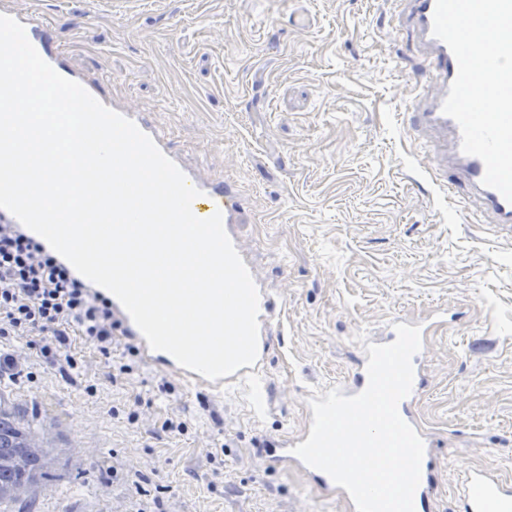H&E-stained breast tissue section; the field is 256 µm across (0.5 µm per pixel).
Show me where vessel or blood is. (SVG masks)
<instances>
[{
    "label": "vessel or blood",
    "mask_w": 512,
    "mask_h": 512,
    "mask_svg": "<svg viewBox=\"0 0 512 512\" xmlns=\"http://www.w3.org/2000/svg\"><path fill=\"white\" fill-rule=\"evenodd\" d=\"M402 3L404 20L413 34L414 45L429 64L421 109H410L403 114V122L409 132L415 135L423 133L428 137L429 149L423 157L418 158L417 163L430 175L441 192L447 193L464 207L487 214L499 228L512 231V202L507 201L496 189L484 185L483 161L462 151L460 127L442 111V103L458 74V63L449 47L432 32L436 0H402ZM0 12L14 14L24 25L26 35L38 54L60 75L79 82L92 96H99L97 79L87 77L65 64L60 48L53 44L51 27L44 15L14 11L5 4L0 5ZM119 112L152 137L165 155H172L166 131L148 120L144 112L132 105L120 106ZM184 174L199 191L192 203L193 214L205 219L215 212H222L225 230H232L243 207L238 190L223 180H203L190 168L185 169ZM112 314L125 325L127 334L132 336L142 354L149 359L161 361L172 375L216 394L223 393L228 385L249 382L253 385L256 406L261 408L267 403L268 393L260 378V366H245L232 375L214 381L207 380L201 374L179 366L169 353L151 349L120 302H113ZM418 396V391H411L400 402L398 410L401 417L416 429L426 447L413 502L414 512H427L436 493L433 480L435 459L432 453L434 434L418 412ZM308 436V431L304 430L289 437L268 439L261 448L266 467L281 469L291 465L300 466V459L292 454L291 449L305 442ZM458 492L465 512H512V481L502 478L494 466L464 469Z\"/></svg>",
    "instance_id": "b4317fda"
}]
</instances>
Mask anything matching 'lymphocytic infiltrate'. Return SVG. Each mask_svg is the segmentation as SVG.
<instances>
[{
  "label": "lymphocytic infiltrate",
  "instance_id": "lymphocytic-infiltrate-1",
  "mask_svg": "<svg viewBox=\"0 0 512 512\" xmlns=\"http://www.w3.org/2000/svg\"><path fill=\"white\" fill-rule=\"evenodd\" d=\"M119 327L107 298L92 294L67 264L16 225L0 224V337H41L42 353L72 367L71 335L107 357Z\"/></svg>",
  "mask_w": 512,
  "mask_h": 512
}]
</instances>
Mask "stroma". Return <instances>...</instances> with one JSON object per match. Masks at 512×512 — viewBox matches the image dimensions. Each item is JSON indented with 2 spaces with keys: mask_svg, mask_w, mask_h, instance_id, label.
<instances>
[{
  "mask_svg": "<svg viewBox=\"0 0 512 512\" xmlns=\"http://www.w3.org/2000/svg\"><path fill=\"white\" fill-rule=\"evenodd\" d=\"M11 4L44 13L66 64L145 112L187 165L235 183L234 231L278 303L261 415L249 385L218 397L140 354L110 381L79 336L74 369L27 350L0 390L35 433L81 442L28 512H349L304 472L265 468L258 450L303 428L305 395L347 381L365 339L436 307L462 318L424 349L432 512H463L464 467L512 476V238L486 217L449 219L452 203L415 165L424 148L398 121L421 92V58L395 25L397 0ZM297 12L305 28L288 27ZM168 419L183 431H164Z\"/></svg>",
  "mask_w": 512,
  "mask_h": 512,
  "instance_id": "stroma-1",
  "label": "stroma"
}]
</instances>
